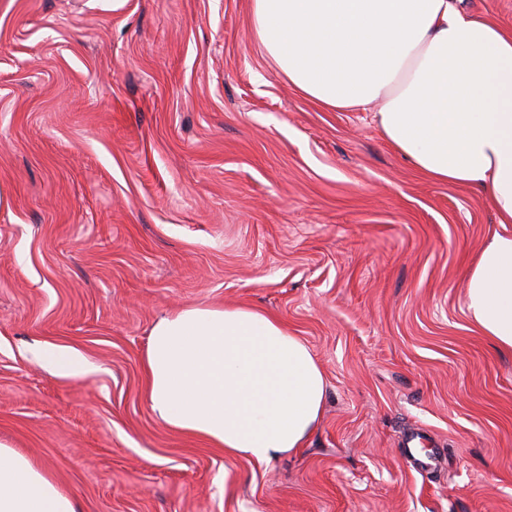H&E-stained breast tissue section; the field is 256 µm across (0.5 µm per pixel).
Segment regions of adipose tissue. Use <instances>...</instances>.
Instances as JSON below:
<instances>
[{
	"label": "adipose tissue",
	"mask_w": 512,
	"mask_h": 512,
	"mask_svg": "<svg viewBox=\"0 0 512 512\" xmlns=\"http://www.w3.org/2000/svg\"><path fill=\"white\" fill-rule=\"evenodd\" d=\"M461 0H251L264 53L300 94L373 110L382 136L429 179L487 192L499 223L466 271L470 322L512 350V32ZM152 412L235 458L302 447L324 372L282 320L246 306H189L151 328ZM0 512H78L29 457L0 443Z\"/></svg>",
	"instance_id": "adipose-tissue-1"
}]
</instances>
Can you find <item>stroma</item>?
<instances>
[{"mask_svg": "<svg viewBox=\"0 0 512 512\" xmlns=\"http://www.w3.org/2000/svg\"><path fill=\"white\" fill-rule=\"evenodd\" d=\"M501 229L371 112L289 86L250 0H0V442L78 512H512V353L464 306ZM192 305L308 345L303 448L229 457L155 416L148 335ZM47 344L87 371L51 374Z\"/></svg>", "mask_w": 512, "mask_h": 512, "instance_id": "obj_1", "label": "stroma"}]
</instances>
